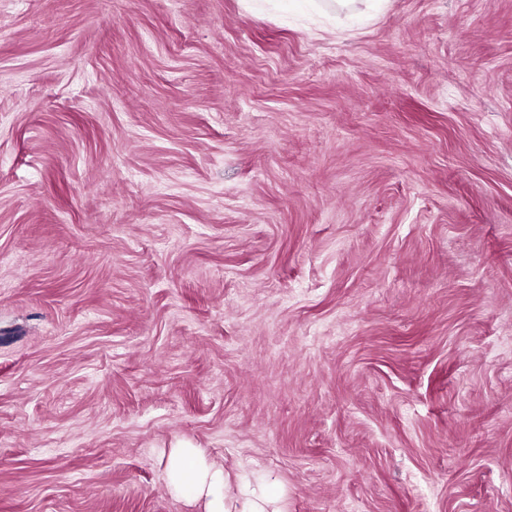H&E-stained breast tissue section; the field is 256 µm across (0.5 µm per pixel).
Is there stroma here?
Wrapping results in <instances>:
<instances>
[{
	"instance_id": "obj_1",
	"label": "stroma",
	"mask_w": 512,
	"mask_h": 512,
	"mask_svg": "<svg viewBox=\"0 0 512 512\" xmlns=\"http://www.w3.org/2000/svg\"><path fill=\"white\" fill-rule=\"evenodd\" d=\"M512 512V0H0V512ZM172 491L187 499L205 497L207 512H230L224 471L209 464L197 448H176L169 458ZM240 484L246 497V507L249 509L244 512H278L266 510L276 502L275 496L266 487L252 488L248 477L240 478Z\"/></svg>"
}]
</instances>
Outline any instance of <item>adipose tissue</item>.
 Segmentation results:
<instances>
[{"label":"adipose tissue","mask_w":512,"mask_h":512,"mask_svg":"<svg viewBox=\"0 0 512 512\" xmlns=\"http://www.w3.org/2000/svg\"><path fill=\"white\" fill-rule=\"evenodd\" d=\"M168 478L176 495L206 498L208 512H230L223 470L209 464L198 449H175L168 462Z\"/></svg>","instance_id":"1"}]
</instances>
